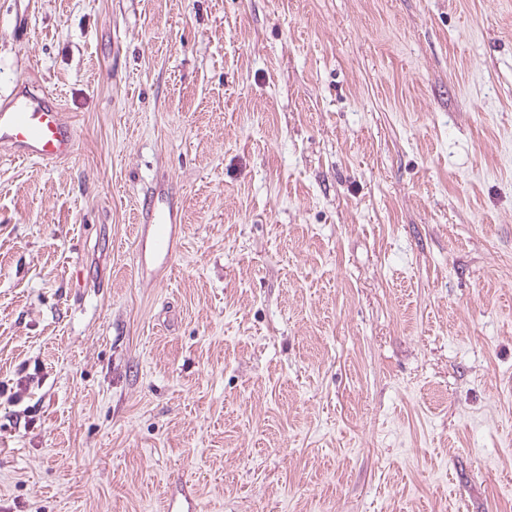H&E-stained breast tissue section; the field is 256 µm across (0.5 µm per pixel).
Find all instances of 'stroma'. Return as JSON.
I'll return each mask as SVG.
<instances>
[{
	"label": "stroma",
	"mask_w": 512,
	"mask_h": 512,
	"mask_svg": "<svg viewBox=\"0 0 512 512\" xmlns=\"http://www.w3.org/2000/svg\"><path fill=\"white\" fill-rule=\"evenodd\" d=\"M20 80L0 512H512V0H0ZM75 149V132L55 96L18 82L0 98V150L13 160L61 163ZM148 214L147 238L149 249L154 258H159L167 263L171 261L175 249V226L177 214L170 206L163 204H147Z\"/></svg>",
	"instance_id": "1"
}]
</instances>
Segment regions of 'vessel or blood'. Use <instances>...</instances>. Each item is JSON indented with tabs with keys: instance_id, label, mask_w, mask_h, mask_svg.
Returning <instances> with one entry per match:
<instances>
[{
	"instance_id": "obj_1",
	"label": "vessel or blood",
	"mask_w": 512,
	"mask_h": 512,
	"mask_svg": "<svg viewBox=\"0 0 512 512\" xmlns=\"http://www.w3.org/2000/svg\"><path fill=\"white\" fill-rule=\"evenodd\" d=\"M75 149V132L55 96L21 81L0 98V150L16 160L60 163ZM147 240L153 257L171 261L177 215L171 207H148Z\"/></svg>"
}]
</instances>
